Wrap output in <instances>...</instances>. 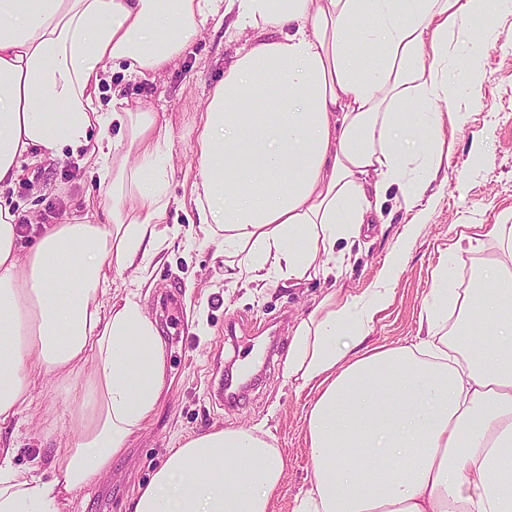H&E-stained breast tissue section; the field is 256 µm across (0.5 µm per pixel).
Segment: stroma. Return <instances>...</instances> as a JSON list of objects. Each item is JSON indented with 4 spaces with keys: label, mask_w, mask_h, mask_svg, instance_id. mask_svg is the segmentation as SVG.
Returning a JSON list of instances; mask_svg holds the SVG:
<instances>
[{
    "label": "stroma",
    "mask_w": 512,
    "mask_h": 512,
    "mask_svg": "<svg viewBox=\"0 0 512 512\" xmlns=\"http://www.w3.org/2000/svg\"><path fill=\"white\" fill-rule=\"evenodd\" d=\"M244 44L235 30L210 20L182 57L155 77L133 80L124 66L107 68V84L123 86L131 109L155 113L168 143L167 193L178 204L168 209L167 238L150 259L146 282L135 280L132 271H116L111 292L113 301L132 293L145 306L165 344L167 373L159 408L109 473L76 493L68 512H127L168 449L221 428L273 436L286 460L274 512H292L296 496L314 478L305 415L316 394L286 376L285 362L295 328L316 309L329 283L317 277L230 284L223 260L215 256L218 243L205 240L191 195L200 114ZM453 70L475 73L477 80L462 119L445 129L455 142L445 185L411 209L397 190H389L382 223L354 244L336 245L351 252L340 283L359 294L376 281L405 227L414 228L388 303L365 340L370 347L416 342L420 314L434 301L433 272L447 260L458 225L512 224V11L497 13L480 57L459 43ZM107 187L79 158L47 156L22 164L17 180L0 185V199L24 226L57 224L76 210L105 214ZM31 398L10 426L16 447L11 464L48 479L57 445L72 438L60 422L65 392L48 374L33 386Z\"/></svg>",
    "instance_id": "35a3bbf8"
}]
</instances>
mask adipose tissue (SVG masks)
Here are the masks:
<instances>
[{
  "mask_svg": "<svg viewBox=\"0 0 512 512\" xmlns=\"http://www.w3.org/2000/svg\"><path fill=\"white\" fill-rule=\"evenodd\" d=\"M512 0H0V183L21 162L119 147L140 160L112 173L104 221L43 225L20 248L0 203V429L49 371L77 404L76 434L45 480L11 465L0 437V512H65L69 497L121 458L157 410L164 342L140 302L110 303L113 268L145 273L170 200L157 118L121 89L101 105L109 65L144 78L176 62L208 17L253 39L202 113L192 185L204 232L223 237L224 276L243 283L340 277L337 241L360 238L398 188L406 205L447 171L446 124L459 121L448 61L460 36L484 52ZM119 125L126 144L91 146ZM501 255L456 298L434 271L426 340L364 347L409 238L361 294H327L296 328L286 373L318 397L306 414L315 469L293 512H512V224H466L451 254ZM456 325L442 334L448 319ZM351 327L346 343L336 338ZM285 459L244 429L170 449L128 512H272Z\"/></svg>",
  "mask_w": 512,
  "mask_h": 512,
  "instance_id": "1",
  "label": "adipose tissue"
}]
</instances>
